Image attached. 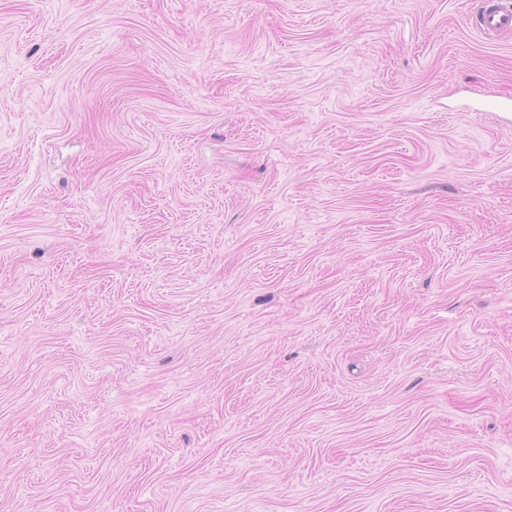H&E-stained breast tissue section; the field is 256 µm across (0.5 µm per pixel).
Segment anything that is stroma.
<instances>
[{"label":"stroma","mask_w":512,"mask_h":512,"mask_svg":"<svg viewBox=\"0 0 512 512\" xmlns=\"http://www.w3.org/2000/svg\"><path fill=\"white\" fill-rule=\"evenodd\" d=\"M479 8L0 0V512H512Z\"/></svg>","instance_id":"35a3bbf8"}]
</instances>
